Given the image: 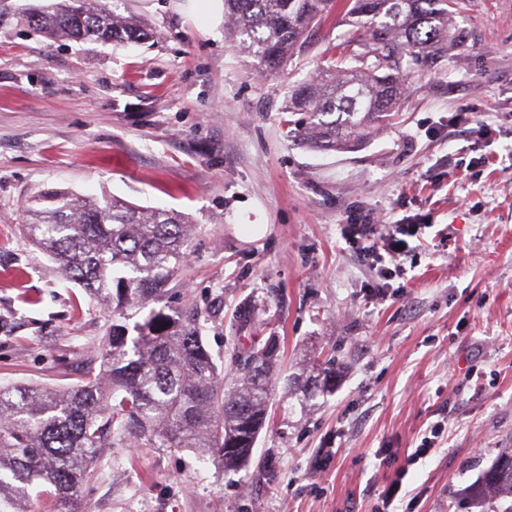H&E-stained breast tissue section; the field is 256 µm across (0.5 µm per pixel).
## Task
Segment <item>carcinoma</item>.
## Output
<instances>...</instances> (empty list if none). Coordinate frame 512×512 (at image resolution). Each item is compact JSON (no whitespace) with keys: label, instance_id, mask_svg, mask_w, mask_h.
<instances>
[{"label":"carcinoma","instance_id":"carcinoma-1","mask_svg":"<svg viewBox=\"0 0 512 512\" xmlns=\"http://www.w3.org/2000/svg\"><path fill=\"white\" fill-rule=\"evenodd\" d=\"M459 0H352L350 29L329 47L327 65L293 87L288 109L306 115L297 136L323 151L347 149L382 123L402 95L409 61H440L448 15ZM336 0H224L228 41L268 72L302 46L311 25ZM20 24L53 41L138 43L140 22L119 16L110 0H54L19 14ZM23 233L68 281L112 309V328L80 385L49 389L0 386V512H28L31 492L53 512H82L79 489L104 448L145 441L189 448L244 467L272 403L277 348L268 340L246 353L237 387L224 391L207 348L201 312L163 311L128 326L150 301L161 300L189 254L191 221L183 213L145 210L114 195L77 196L53 187L23 207ZM335 372L304 389L329 393ZM476 506L512 500V452L502 453L467 489Z\"/></svg>","mask_w":512,"mask_h":512}]
</instances>
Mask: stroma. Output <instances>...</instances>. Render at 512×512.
<instances>
[{
	"instance_id": "1",
	"label": "stroma",
	"mask_w": 512,
	"mask_h": 512,
	"mask_svg": "<svg viewBox=\"0 0 512 512\" xmlns=\"http://www.w3.org/2000/svg\"><path fill=\"white\" fill-rule=\"evenodd\" d=\"M46 2L0 0V385L79 383L112 324L20 230L45 187L191 218L152 308L201 310L225 384L236 353L271 336L278 378L336 360L330 393L276 391L247 468L118 445L84 512H375L397 478L394 512H471L466 488L512 449V0H462V43L415 65L389 122L338 152L299 144L285 103L346 30L344 8L269 73L186 0H118L148 40L63 46L16 23ZM350 215L423 227L384 291L346 249ZM251 300L265 322L244 327ZM439 420L443 437L406 465Z\"/></svg>"
}]
</instances>
